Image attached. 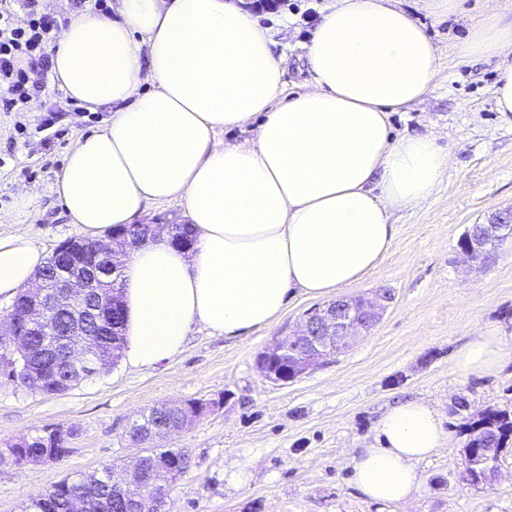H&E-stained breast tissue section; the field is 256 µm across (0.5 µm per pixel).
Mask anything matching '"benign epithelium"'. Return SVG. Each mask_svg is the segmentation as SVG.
Instances as JSON below:
<instances>
[{"instance_id": "1", "label": "benign epithelium", "mask_w": 512, "mask_h": 512, "mask_svg": "<svg viewBox=\"0 0 512 512\" xmlns=\"http://www.w3.org/2000/svg\"><path fill=\"white\" fill-rule=\"evenodd\" d=\"M135 224L120 234H112L106 242H85L69 238L54 249L56 254H66L69 263L60 269L55 290L46 287L43 273H38L35 283L22 293L27 299L23 306H12L6 322L0 323V338L18 345L22 337L35 331L50 332V319L57 302L55 294H63L81 310L83 298L96 281L110 277L108 258L127 252L136 245ZM512 238V226L501 215L493 216L482 225L480 234L464 235L459 240L461 253L481 268L488 267L486 251L500 240ZM389 303L388 297L379 293L370 296L339 299L315 309L291 334L288 340L277 338L258 356V365L264 375L275 382L286 383L303 375L307 370L331 355L350 348L362 332L372 328L381 319ZM84 323L75 317L69 335L77 337L69 344L70 361L86 357ZM184 459L177 456L166 458L158 468L147 474L153 494V506L161 512L165 506L169 478L181 473Z\"/></svg>"}]
</instances>
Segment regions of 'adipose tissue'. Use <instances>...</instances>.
<instances>
[{
    "mask_svg": "<svg viewBox=\"0 0 512 512\" xmlns=\"http://www.w3.org/2000/svg\"><path fill=\"white\" fill-rule=\"evenodd\" d=\"M310 80L283 98L284 56L248 0H120L112 16H73L52 53V80L89 110L54 192L86 239L180 202L195 229L185 251L161 236L123 268L127 363L179 355L193 324L228 338L268 326L288 294L321 297L362 280L390 252L393 210L431 198L450 155L426 135L393 138L390 112L423 102L440 53L390 0H337L304 43ZM496 59L497 112L512 114V9H490L459 42ZM256 123L248 145L219 133ZM45 259L24 235L0 236V301L31 286ZM512 339L484 328L455 353L463 376L494 377ZM426 400L384 411L352 482L373 503L410 501L419 465L450 439Z\"/></svg>",
    "mask_w": 512,
    "mask_h": 512,
    "instance_id": "adipose-tissue-1",
    "label": "adipose tissue"
}]
</instances>
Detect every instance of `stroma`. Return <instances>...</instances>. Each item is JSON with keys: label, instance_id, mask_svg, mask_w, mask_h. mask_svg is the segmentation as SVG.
<instances>
[{"label": "stroma", "instance_id": "stroma-1", "mask_svg": "<svg viewBox=\"0 0 512 512\" xmlns=\"http://www.w3.org/2000/svg\"><path fill=\"white\" fill-rule=\"evenodd\" d=\"M332 4L285 0L259 11L275 52L287 55L285 94L307 80L302 46ZM398 5L423 24L442 62L425 102L390 113L392 134L434 137L451 164L431 199L393 211L397 234L383 262L327 297L389 290L394 299L379 323L348 351L285 384L267 379L256 361L321 306L299 291L271 325L244 338L193 325L183 352L154 369L121 360L61 395L0 380V448L48 426L71 432L59 460L0 465V512H24L63 478L102 464L132 466L141 448L129 434L137 413L190 400L208 403V411L151 442L191 458L168 493L167 512H512V443L485 481L472 482L462 465L468 425L488 410L512 414V363L496 377L466 378L452 361L484 327L512 334V245L485 271L468 268L458 248L470 225L512 208V122L495 108V62L454 55L487 0H461L456 14L440 19L421 0ZM35 80L30 103L0 112V236L27 235L49 254L78 234L53 192L56 178L79 137L103 129L112 110L88 112L65 99L50 72ZM414 398L438 404L450 445L420 464L422 482L410 502H368L351 482L352 460L372 443L380 415Z\"/></svg>", "mask_w": 512, "mask_h": 512}]
</instances>
